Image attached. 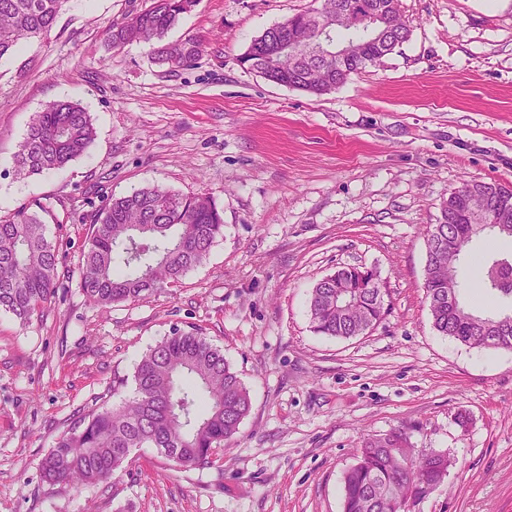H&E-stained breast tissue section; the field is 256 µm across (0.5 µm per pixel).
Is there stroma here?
<instances>
[{
	"label": "stroma",
	"mask_w": 512,
	"mask_h": 512,
	"mask_svg": "<svg viewBox=\"0 0 512 512\" xmlns=\"http://www.w3.org/2000/svg\"><path fill=\"white\" fill-rule=\"evenodd\" d=\"M322 0H198L168 38L203 51L165 73L147 47H113V24L149 0H69L50 35L0 59V214L53 216L57 288L22 325L0 312V512H341L365 438L404 427L454 460L412 512H512V351L433 327L424 234L450 191L512 183V0H401L406 42L335 91L265 80L240 59L275 23ZM68 99L96 138L65 168L19 175L35 112ZM158 184L205 193L224 237L172 288L102 309L79 286L89 217ZM512 251L483 233L458 264L463 301L499 304L470 280L473 255ZM375 269L386 314L367 334H316L308 299L339 267ZM221 347L251 408L209 467L137 448L105 484H48L58 435L134 392L135 367L173 329Z\"/></svg>",
	"instance_id": "35a3bbf8"
}]
</instances>
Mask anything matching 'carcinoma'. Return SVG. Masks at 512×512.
<instances>
[{
  "mask_svg": "<svg viewBox=\"0 0 512 512\" xmlns=\"http://www.w3.org/2000/svg\"><path fill=\"white\" fill-rule=\"evenodd\" d=\"M197 0H152L149 8L112 28L115 47L138 42L176 72L202 51L194 40L169 42L168 32ZM355 0H325L317 21L302 11L267 28L241 61L266 80L323 95L391 54L408 38L398 0H362L384 14L375 40L338 6ZM69 0H0V59L47 34ZM349 53L336 63L303 49L319 28ZM288 47L283 54L279 47ZM96 129L79 104H47L30 122L16 167L49 173L81 157ZM479 198L484 209L465 214L457 193ZM46 208L35 202L0 216V311L27 325L50 299L58 264L47 236ZM492 218L512 225V184L473 181L450 192L439 222L427 231L424 283L434 329L469 347L512 350V312L479 315L460 300L451 271L472 242V220ZM79 262L80 287L89 302L108 307L143 299L178 283L207 259L224 236V210L204 193L184 195L144 186L114 198L95 212ZM373 270L353 265L316 282L308 301L314 332L336 338L360 336L386 313L379 289L369 287ZM473 277L486 293L512 301V252L478 258ZM455 303H448V296ZM135 395L79 417L43 457L48 482L73 487L104 482L128 461L133 449L150 446L184 468L215 463V450L239 431L250 410L249 393L224 352L201 334L175 329L142 357L134 371ZM453 461L444 452L417 454L402 428L364 440L343 478L342 512H407L448 476Z\"/></svg>",
  "mask_w": 512,
  "mask_h": 512,
  "instance_id": "cac0c4a2",
  "label": "carcinoma"
}]
</instances>
